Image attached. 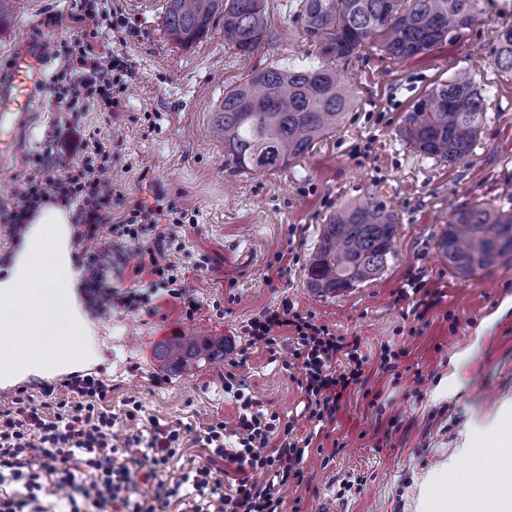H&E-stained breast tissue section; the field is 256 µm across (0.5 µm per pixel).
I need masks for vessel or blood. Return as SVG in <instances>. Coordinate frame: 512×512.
<instances>
[{"label":"vessel or blood","instance_id":"vessel-or-blood-1","mask_svg":"<svg viewBox=\"0 0 512 512\" xmlns=\"http://www.w3.org/2000/svg\"><path fill=\"white\" fill-rule=\"evenodd\" d=\"M40 54L20 51L9 75L0 80V125L19 126L26 118L25 103L40 78Z\"/></svg>","mask_w":512,"mask_h":512}]
</instances>
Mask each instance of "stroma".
Wrapping results in <instances>:
<instances>
[{
    "instance_id": "obj_1",
    "label": "stroma",
    "mask_w": 512,
    "mask_h": 512,
    "mask_svg": "<svg viewBox=\"0 0 512 512\" xmlns=\"http://www.w3.org/2000/svg\"><path fill=\"white\" fill-rule=\"evenodd\" d=\"M9 2L14 22L0 30V75L31 45L43 58L41 82L50 84L71 37L73 2ZM163 2L104 0L95 42L128 61L132 80L120 111L74 116L111 139L116 190L194 214V223L178 229L185 264L209 259L208 270L189 279L200 304L194 318L168 298L149 314L91 316L102 361L87 370L112 387L115 429L123 435L132 428L120 416L131 396L142 403L144 419L163 425L234 422L238 409L224 395L223 362L184 374L158 356L173 336H220L225 355L246 350L238 373L251 394L292 423L295 436L313 439L303 482L280 491L283 512H316L327 497L342 499L347 512H415L422 480L444 460L470 466L457 452L463 432L482 433L512 408V256L464 277L438 249L457 211L512 194V73L492 62L498 29L512 25V0H486L478 25L406 62L369 46L338 63L357 98L340 129L287 169L248 175L225 169L224 143L212 132L224 89L262 68L300 63L307 47L296 40L239 57L220 28L183 47L165 34ZM474 58L490 120L471 156L447 165L411 148L400 130L422 96ZM29 113L6 141L2 203L35 170L57 120L40 89L32 92ZM370 196L399 214L393 255L372 281L336 294L310 291L305 268L327 216ZM411 278L438 298L422 317L395 299ZM284 298L333 333L357 337L369 358L362 385L320 433L287 352L248 348L239 337L242 321ZM387 344L404 352L392 371L379 368Z\"/></svg>"
}]
</instances>
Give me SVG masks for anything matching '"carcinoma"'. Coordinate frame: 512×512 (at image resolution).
Listing matches in <instances>:
<instances>
[{"label": "carcinoma", "mask_w": 512, "mask_h": 512, "mask_svg": "<svg viewBox=\"0 0 512 512\" xmlns=\"http://www.w3.org/2000/svg\"><path fill=\"white\" fill-rule=\"evenodd\" d=\"M482 0H298L293 25L278 28L265 0H165L163 26L189 47L219 20L224 44L250 56L300 37L314 58L298 68L270 66L224 90L215 132L224 167L238 173L288 168L342 125L356 103L334 64L377 45L395 59L412 58L457 39L484 17ZM494 63L512 72V26L498 31ZM488 120L471 68L454 73L418 101L401 129L415 149L448 164L467 158ZM398 214L372 198L344 205L323 225L306 268V284L335 294L372 280L394 253ZM448 268L474 275L512 254V207L476 203L458 211L439 241ZM160 357L187 373L203 359H224V340L173 336Z\"/></svg>", "instance_id": "cac0c4a2"}]
</instances>
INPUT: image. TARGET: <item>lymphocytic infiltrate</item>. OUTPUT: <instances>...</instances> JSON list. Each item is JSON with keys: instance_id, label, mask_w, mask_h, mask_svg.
<instances>
[{"instance_id": "1", "label": "lymphocytic infiltrate", "mask_w": 512, "mask_h": 512, "mask_svg": "<svg viewBox=\"0 0 512 512\" xmlns=\"http://www.w3.org/2000/svg\"><path fill=\"white\" fill-rule=\"evenodd\" d=\"M102 11L99 0H80L70 20L73 39L64 66L45 90L60 114L48 138L47 168L28 177L18 199L0 206V223L21 233L29 215L46 202L75 208L77 269L81 291L93 313L146 312L152 297L162 292L177 300L186 317L200 305L192 295L189 270L175 256L182 245L159 225L192 223L188 211L160 203L132 201L112 188L108 139L74 128L72 115L87 104L116 112L128 90L129 69L113 58L110 70L92 42ZM127 274L131 288L118 290L113 276ZM247 345L273 348L288 340L291 366L301 368L300 386L308 417L320 426L332 424L343 398L361 385L367 359L357 341L331 332L328 325L302 313L285 299L263 308L241 325ZM243 361L228 358L224 391L232 395L239 414L236 424L211 419L200 423L194 441L205 451L203 462L189 473L167 477L183 448L180 427L156 425L118 436L116 417L105 407L111 386L85 374L67 382L69 397L57 400L56 386L44 385L40 397L18 389L0 410V485L22 483L26 494L0 493V512H47L41 495L65 500L68 512H278L282 504L275 486L302 482L300 464L306 447L292 436L278 413L261 408L237 373ZM279 447H272V439ZM131 449L124 457L120 448ZM271 476L259 486L256 475ZM154 485L153 495L138 494L140 485Z\"/></svg>"}]
</instances>
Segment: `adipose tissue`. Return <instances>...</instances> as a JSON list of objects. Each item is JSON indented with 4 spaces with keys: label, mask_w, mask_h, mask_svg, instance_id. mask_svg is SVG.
Returning <instances> with one entry per match:
<instances>
[{
    "label": "adipose tissue",
    "mask_w": 512,
    "mask_h": 512,
    "mask_svg": "<svg viewBox=\"0 0 512 512\" xmlns=\"http://www.w3.org/2000/svg\"><path fill=\"white\" fill-rule=\"evenodd\" d=\"M71 211L43 205L29 220L22 247L0 277V386L30 375L50 377L98 362L100 353L75 291ZM467 475L441 465L422 489L418 512H512V431L468 437Z\"/></svg>",
    "instance_id": "adipose-tissue-1"
}]
</instances>
